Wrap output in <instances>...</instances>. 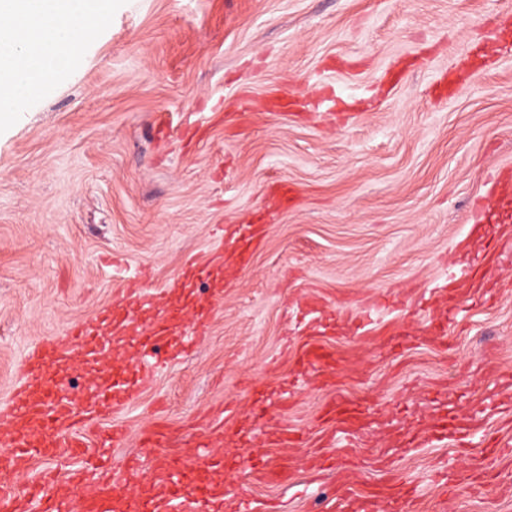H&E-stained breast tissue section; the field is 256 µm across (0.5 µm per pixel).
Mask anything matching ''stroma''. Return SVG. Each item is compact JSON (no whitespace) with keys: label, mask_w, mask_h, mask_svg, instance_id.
<instances>
[{"label":"stroma","mask_w":512,"mask_h":512,"mask_svg":"<svg viewBox=\"0 0 512 512\" xmlns=\"http://www.w3.org/2000/svg\"><path fill=\"white\" fill-rule=\"evenodd\" d=\"M508 17L512 0H112L67 68L20 111L0 112V405L43 337L93 319L142 270L153 288L177 287L219 226L261 211L265 185L285 180L301 205L272 217L192 350L138 380L137 400L113 416L131 441L112 457L135 453L160 402L175 424L224 403L248 413L242 382L253 379L274 402L297 390V426L333 394L368 392L365 453L390 456L395 481L425 485L441 464L463 465L451 445L410 455L401 441L444 414L498 424L488 401L512 392V244L491 296L452 312L451 354L413 336L391 355L355 319L421 312L449 269L472 260L460 244L475 200L491 170L512 167V55L452 97L436 86ZM284 83L312 96L335 87L338 102L225 130L239 94ZM364 102L347 125V108ZM193 130L205 137L190 147ZM313 287L345 309L303 315L290 300ZM310 332L357 350L365 377L314 388L283 349ZM332 482L260 485L254 503L318 512Z\"/></svg>","instance_id":"stroma-1"}]
</instances>
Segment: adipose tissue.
Wrapping results in <instances>:
<instances>
[{
    "label": "adipose tissue",
    "instance_id": "adipose-tissue-1",
    "mask_svg": "<svg viewBox=\"0 0 512 512\" xmlns=\"http://www.w3.org/2000/svg\"><path fill=\"white\" fill-rule=\"evenodd\" d=\"M111 10L112 0H0V110L40 94Z\"/></svg>",
    "mask_w": 512,
    "mask_h": 512
}]
</instances>
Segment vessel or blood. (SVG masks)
<instances>
[{
  "label": "vessel or blood",
  "instance_id": "1",
  "mask_svg": "<svg viewBox=\"0 0 512 512\" xmlns=\"http://www.w3.org/2000/svg\"><path fill=\"white\" fill-rule=\"evenodd\" d=\"M264 238L262 225L223 238L201 263L189 265L182 274L183 289L157 292L147 281L123 286L117 302L103 308L95 319L71 323L58 336L44 337L24 360L20 380L8 406L0 408V504L9 512H211L223 498L247 499L253 485L272 488L292 484L299 467L332 472L335 492L329 512H348L351 500H358L359 512H420L417 486L401 482L383 486L363 482L366 466L359 447L371 420L370 400L354 394L332 399L316 416L312 430L289 424L286 407L258 401L251 416L258 423L261 446L266 454L232 460L243 478L215 482L211 465L194 453L176 454L180 438L223 446L227 419L203 415L175 426L159 416L144 426L137 439L139 452L123 470L112 466L110 449L122 447L125 429L114 425L92 430L95 420L118 412L138 396V388L125 375L113 374L112 347L126 337L138 339L141 359L136 368L150 372L159 368L176 337L202 333L224 287L233 275L225 262L234 259L246 265ZM478 262L452 273L445 286L448 294L460 288L478 290L493 287L492 271L497 267L503 244L497 240L473 238ZM203 287L204 296L191 297L185 287ZM433 336L440 350L448 348V320L438 311L427 313L423 321L407 319L401 324L369 329L368 335L383 340L389 349L403 345L405 336L416 329ZM82 359L89 375L82 387L73 386L66 370L74 359ZM293 360L302 371L314 374L315 383L335 386L354 378L360 369L342 363L340 354L316 338L302 340ZM480 434V450L470 455L464 467L439 470L434 479L444 500L463 494L481 495L495 489L497 497L512 498V435L486 427L481 415L465 419L439 418L428 439L455 438L467 446L471 434ZM83 455L82 467L67 478L48 470L34 481L25 494H17L16 484L34 458L54 460ZM165 488L162 499L148 493L152 482ZM82 487L80 501H71L66 487Z\"/></svg>",
  "mask_w": 512,
  "mask_h": 512
}]
</instances>
